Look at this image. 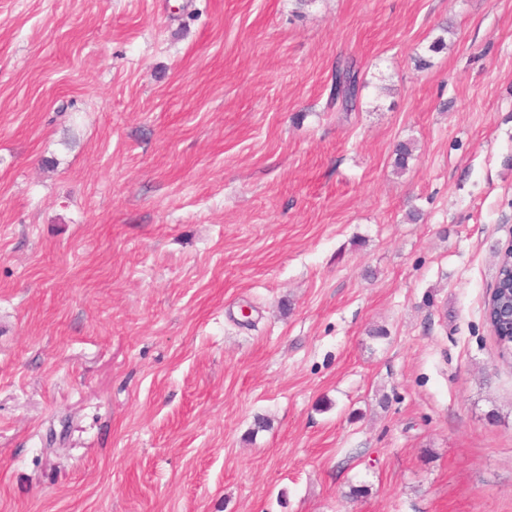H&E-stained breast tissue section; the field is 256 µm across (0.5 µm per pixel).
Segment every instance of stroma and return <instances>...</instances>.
<instances>
[{"label": "stroma", "mask_w": 512, "mask_h": 512, "mask_svg": "<svg viewBox=\"0 0 512 512\" xmlns=\"http://www.w3.org/2000/svg\"><path fill=\"white\" fill-rule=\"evenodd\" d=\"M511 242L512 0H0V512H512ZM334 88H338L343 81L346 85L345 104L342 107L344 112L355 111L357 107L358 96L356 95L357 85L359 84V71L353 62L346 61L345 64L336 66ZM354 89V91H352ZM498 290L496 296L490 303V308L488 309L490 313V317L493 319L495 315V309L499 307L504 301L512 300V272L510 267V261L508 259H503L499 262L498 259ZM498 319L499 322L505 325L512 326V310L511 306L507 304H503L498 309ZM502 326V332H499L501 336L499 337V346L501 348L502 356L509 355V348L511 342V351H512V331L508 326Z\"/></svg>", "instance_id": "obj_1"}]
</instances>
